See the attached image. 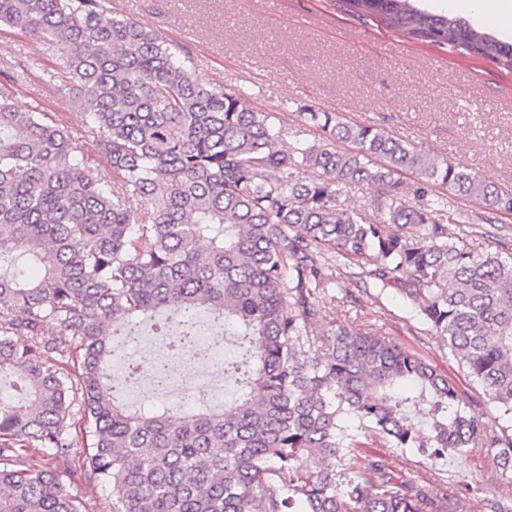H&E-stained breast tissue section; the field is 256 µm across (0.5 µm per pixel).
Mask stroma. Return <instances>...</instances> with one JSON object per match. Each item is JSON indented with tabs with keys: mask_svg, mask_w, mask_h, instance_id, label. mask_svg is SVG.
<instances>
[{
	"mask_svg": "<svg viewBox=\"0 0 512 512\" xmlns=\"http://www.w3.org/2000/svg\"><path fill=\"white\" fill-rule=\"evenodd\" d=\"M114 12L139 20L184 48L183 60L203 82L230 92L247 87L252 105L282 114L291 130L310 139L307 108L336 112L384 127L417 148L475 170L512 192V71L452 45L437 46L347 10L345 0H111ZM30 56L59 69L58 55L35 37L0 29V61ZM16 107L44 110L67 126L86 153L87 136L71 97L39 78L9 88ZM321 300L332 322H371L401 346L448 376L464 404L479 397L446 349L411 321L404 301L387 291L339 306ZM404 475L442 483L467 512H487L474 489L512 495L493 451L432 460L413 449H385Z\"/></svg>",
	"mask_w": 512,
	"mask_h": 512,
	"instance_id": "stroma-1",
	"label": "stroma"
}]
</instances>
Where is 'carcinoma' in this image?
<instances>
[{"instance_id": "1", "label": "carcinoma", "mask_w": 512, "mask_h": 512, "mask_svg": "<svg viewBox=\"0 0 512 512\" xmlns=\"http://www.w3.org/2000/svg\"><path fill=\"white\" fill-rule=\"evenodd\" d=\"M348 3L512 70V43L464 21L409 0ZM0 26L59 54L41 80L72 94L100 153L0 93V374L24 368L0 403V512H92L66 475L106 493L110 512H463L376 448L434 460L496 448L512 482V243L479 252L450 228L466 223L452 200L512 213L511 192L336 112L309 113L319 134L301 138L246 90L200 81L180 46L109 0H0ZM38 69L6 60L0 87ZM364 186L371 217L349 196ZM340 265L361 290L398 294L482 399L462 405L372 324L315 333L329 286L358 305L331 273ZM167 310L182 318L171 355H210L196 345L201 312L212 348L233 329L230 408L177 418L120 399L112 336L134 342ZM147 371L165 393V361L129 364L124 382ZM484 403L509 425L489 428ZM34 453L53 467L35 468Z\"/></svg>"}]
</instances>
